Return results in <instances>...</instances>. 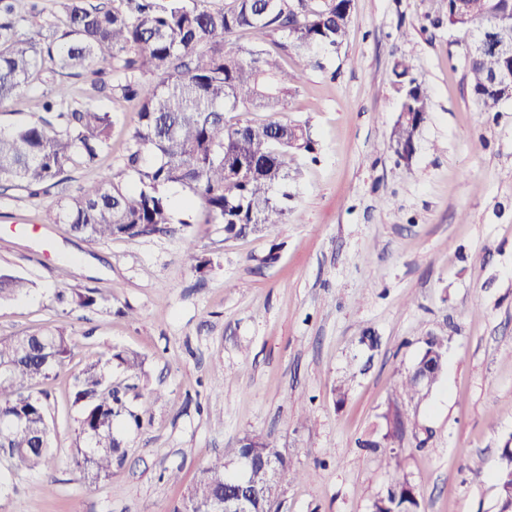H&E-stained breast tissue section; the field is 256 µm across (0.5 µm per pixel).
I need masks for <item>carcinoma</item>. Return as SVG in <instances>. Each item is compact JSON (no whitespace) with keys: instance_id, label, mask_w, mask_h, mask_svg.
<instances>
[{"instance_id":"cac0c4a2","label":"carcinoma","mask_w":512,"mask_h":512,"mask_svg":"<svg viewBox=\"0 0 512 512\" xmlns=\"http://www.w3.org/2000/svg\"><path fill=\"white\" fill-rule=\"evenodd\" d=\"M31 0H0V108L24 87L42 85V109L28 122L0 129V192L23 187L49 194L67 180L76 165H93L111 138L113 118L86 101L64 104L72 90L66 79L93 68L99 96L121 97L138 104V122L127 143L124 167L103 172L76 193L60 197L44 211L42 223L62 224L90 241L145 238L172 234L176 225L192 223L175 215L168 189L179 187L201 200L210 224L224 225V241L261 233L288 221L296 159L314 151L306 126L280 120L231 123L228 112L287 109L298 92L303 68L324 70L338 55L352 21L353 0H60L63 26L33 22ZM471 32L462 48L472 100L479 112H496L512 98V79L489 90L500 75L502 58L477 46L482 29L512 17V0H470ZM283 31L287 48L303 66L292 71L283 55L262 48L259 40ZM249 32L254 40L235 37ZM399 95L393 130L395 153L415 154V128L430 112L423 82L403 61L393 67ZM192 270L204 272L213 260L186 240ZM34 283L0 271V300L28 294ZM56 299L87 309L103 299L95 288L56 292ZM72 339L63 329L0 336V446L10 449L17 470L49 467L51 430L47 393L41 389L71 355ZM127 378L138 379L144 358L137 352L107 349L76 377L73 404L80 409L79 439L72 458L79 472L97 480L112 476V463L123 456L124 438L115 431L118 418L140 422L135 408L109 383L112 362ZM383 444L400 441L406 429L401 413L385 416ZM246 448L254 461L277 464L280 475L294 479L282 449L262 435L247 434L228 455L209 461L191 486L189 502L172 512H188V503L205 505L235 490L236 475L227 460ZM415 487L396 470L387 493L372 512H419Z\"/></svg>"}]
</instances>
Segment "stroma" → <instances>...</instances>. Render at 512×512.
Instances as JSON below:
<instances>
[{
    "label": "stroma",
    "instance_id": "obj_1",
    "mask_svg": "<svg viewBox=\"0 0 512 512\" xmlns=\"http://www.w3.org/2000/svg\"><path fill=\"white\" fill-rule=\"evenodd\" d=\"M458 39L448 0H354L339 55L305 70L278 115L308 124L316 157L298 158L293 213L272 231L228 242L223 225L199 222L90 242L42 223L55 196L0 194V270L35 284L0 301V336L59 327L74 339L45 384L52 466L17 471L0 456V512H172L206 462L248 434L276 440L300 474L282 483L281 512H372L396 470L420 512H498L512 439V100L475 110ZM399 59L431 100L408 160L392 147ZM96 104L112 137L99 167L71 168V191L121 170L137 124L133 103ZM188 238L210 270H191ZM62 288L104 299L72 310L55 300ZM434 330L447 365L408 397L403 381ZM109 347L144 357L140 380L116 366L112 384L132 386L145 414L111 477L92 480L70 463L73 391ZM394 412L407 428L380 447Z\"/></svg>",
    "mask_w": 512,
    "mask_h": 512
}]
</instances>
